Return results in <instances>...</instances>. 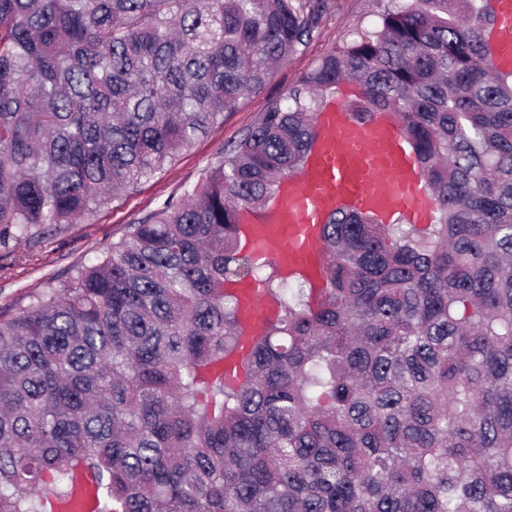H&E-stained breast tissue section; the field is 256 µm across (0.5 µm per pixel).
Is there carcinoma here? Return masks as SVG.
<instances>
[{"label":"carcinoma","instance_id":"cac0c4a2","mask_svg":"<svg viewBox=\"0 0 512 512\" xmlns=\"http://www.w3.org/2000/svg\"><path fill=\"white\" fill-rule=\"evenodd\" d=\"M329 0H0V247L173 165ZM496 0H384L180 196L0 316V512H512V68ZM394 116L429 223L329 214L320 296L247 252L317 117ZM279 313L224 385L233 286Z\"/></svg>","mask_w":512,"mask_h":512}]
</instances>
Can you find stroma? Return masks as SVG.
I'll return each instance as SVG.
<instances>
[{
    "mask_svg": "<svg viewBox=\"0 0 512 512\" xmlns=\"http://www.w3.org/2000/svg\"><path fill=\"white\" fill-rule=\"evenodd\" d=\"M376 9V0H331L318 38L303 53L277 67L264 85L244 95L237 109L225 114L223 125L195 140L173 166L112 200L83 223L65 224L19 240L8 253L0 250V312L16 313L27 305L30 295L45 287L47 280L64 281L72 266L94 261L104 248L123 235L127 225L178 195L182 185L195 183L202 170L222 156L227 144L236 140L273 100L295 85L301 74L358 22H370Z\"/></svg>",
    "mask_w": 512,
    "mask_h": 512,
    "instance_id": "35a3bbf8",
    "label": "stroma"
}]
</instances>
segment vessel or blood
Masks as SVG:
<instances>
[{
	"label": "vessel or blood",
	"instance_id": "obj_1",
	"mask_svg": "<svg viewBox=\"0 0 512 512\" xmlns=\"http://www.w3.org/2000/svg\"><path fill=\"white\" fill-rule=\"evenodd\" d=\"M493 59L512 64V0H499ZM312 158L304 171L260 214L244 226V242L257 256L275 262L282 272L301 273L321 284L325 261L319 228L323 215L350 206L389 218L427 213L429 194L418 164L398 124L385 113L366 124L355 122L343 105L331 104L318 121ZM243 302L239 347L224 362L227 381H237L255 340L273 314L261 306L256 283L236 288Z\"/></svg>",
	"mask_w": 512,
	"mask_h": 512
}]
</instances>
